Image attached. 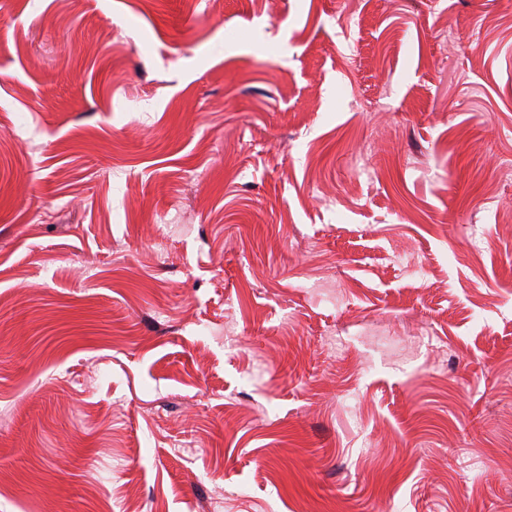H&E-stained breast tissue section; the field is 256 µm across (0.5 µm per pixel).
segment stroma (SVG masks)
I'll list each match as a JSON object with an SVG mask.
<instances>
[{
    "mask_svg": "<svg viewBox=\"0 0 512 512\" xmlns=\"http://www.w3.org/2000/svg\"><path fill=\"white\" fill-rule=\"evenodd\" d=\"M0 512H512V0H0Z\"/></svg>",
    "mask_w": 512,
    "mask_h": 512,
    "instance_id": "35a3bbf8",
    "label": "stroma"
}]
</instances>
